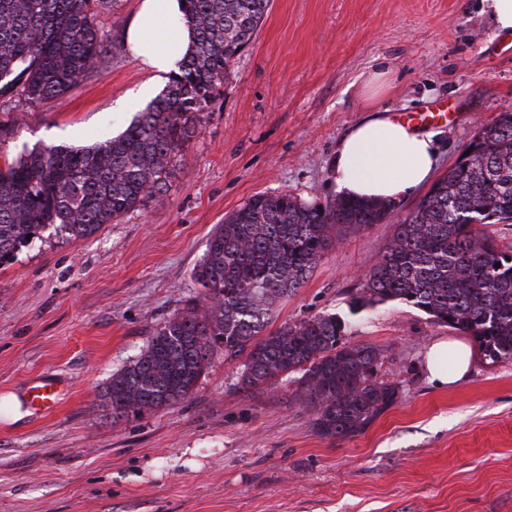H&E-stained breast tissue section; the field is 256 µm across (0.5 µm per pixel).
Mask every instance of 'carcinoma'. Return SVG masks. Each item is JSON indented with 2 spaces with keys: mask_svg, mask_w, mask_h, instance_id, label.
I'll list each match as a JSON object with an SVG mask.
<instances>
[{
  "mask_svg": "<svg viewBox=\"0 0 512 512\" xmlns=\"http://www.w3.org/2000/svg\"><path fill=\"white\" fill-rule=\"evenodd\" d=\"M102 3L0 0V95L43 104L77 87L107 51L96 23ZM185 3L194 49L124 132L92 147L24 150L0 166V266L30 244L29 234L53 226L69 239H89L163 193L174 158L202 129L271 0ZM469 146L473 155L438 178L396 226L360 302L410 304L472 336L484 359L511 362L512 255L482 226L512 221V113L480 126ZM393 208L340 196L322 205L288 191L250 197L218 225L194 269L202 297L112 374L104 397L113 415L185 399L222 354L242 360L246 389L303 372L322 437L364 432L398 395L377 378L379 351L340 343L344 323L329 314L265 330L279 300L306 282L337 241L383 223Z\"/></svg>",
  "mask_w": 512,
  "mask_h": 512,
  "instance_id": "carcinoma-1",
  "label": "carcinoma"
}]
</instances>
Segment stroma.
I'll return each instance as SVG.
<instances>
[{"label": "stroma", "mask_w": 512, "mask_h": 512, "mask_svg": "<svg viewBox=\"0 0 512 512\" xmlns=\"http://www.w3.org/2000/svg\"><path fill=\"white\" fill-rule=\"evenodd\" d=\"M138 3L98 8L110 46L75 89L0 106V165L26 146L104 141L146 107L150 75L123 46ZM376 71L384 88L369 100ZM372 107L446 111L424 123L446 173L480 124L512 112V36L479 0H272L163 194L87 240L45 229L0 266V398L26 400L43 378L62 388L46 410L0 419V512H512V362L477 353L436 387L426 352L463 331L405 303L356 304L417 194L340 240L271 322L333 314L344 342L380 351L378 378L399 394L363 433L320 436L299 374L246 389L241 363L220 355L165 409L116 418L104 400L199 296L193 270L225 216L261 192L335 199L337 144Z\"/></svg>", "instance_id": "stroma-1"}]
</instances>
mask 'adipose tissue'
<instances>
[{
    "label": "adipose tissue",
    "mask_w": 512,
    "mask_h": 512,
    "mask_svg": "<svg viewBox=\"0 0 512 512\" xmlns=\"http://www.w3.org/2000/svg\"><path fill=\"white\" fill-rule=\"evenodd\" d=\"M183 0H141L125 31L124 47L151 74L167 79L192 45V29ZM437 166L434 134L412 126L395 113L378 111L352 126L336 147L332 176L346 198L391 200L420 191ZM472 347L459 340H439L426 355L429 379L437 387L456 384L469 372Z\"/></svg>",
    "instance_id": "ef3b65f1"
}]
</instances>
